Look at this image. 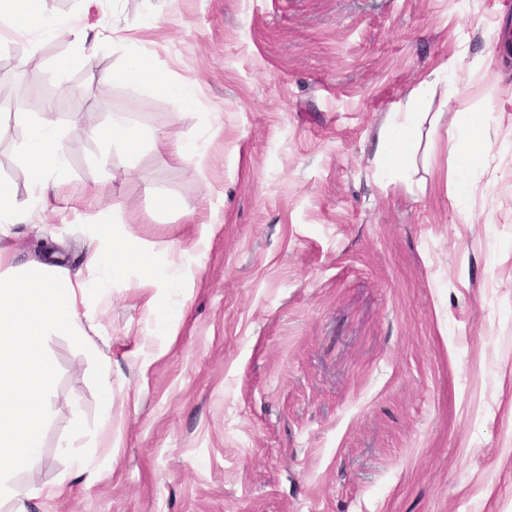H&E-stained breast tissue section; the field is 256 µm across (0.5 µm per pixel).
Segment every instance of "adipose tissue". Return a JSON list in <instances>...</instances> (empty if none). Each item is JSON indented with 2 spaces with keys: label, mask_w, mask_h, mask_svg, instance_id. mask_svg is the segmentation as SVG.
<instances>
[{
  "label": "adipose tissue",
  "mask_w": 512,
  "mask_h": 512,
  "mask_svg": "<svg viewBox=\"0 0 512 512\" xmlns=\"http://www.w3.org/2000/svg\"><path fill=\"white\" fill-rule=\"evenodd\" d=\"M38 19L40 35L58 38L67 29L42 17L39 0H0V24L29 30ZM36 116L29 124L20 152L31 175V202L18 205L15 196L0 186V223L31 224L45 207L50 174L64 165L59 132L51 117L53 107L31 95ZM419 115L406 112L400 137L386 139L381 162L397 170L409 167L413 144L408 134ZM91 285L80 279L59 278L49 267L30 263L23 270L8 266L0 253V474L35 469L40 462L41 433L36 421L42 398L53 381V372L42 351L44 336L63 332L84 341L88 338L80 312Z\"/></svg>",
  "instance_id": "obj_1"
}]
</instances>
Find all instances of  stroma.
I'll return each mask as SVG.
<instances>
[{"label": "stroma", "mask_w": 512, "mask_h": 512, "mask_svg": "<svg viewBox=\"0 0 512 512\" xmlns=\"http://www.w3.org/2000/svg\"><path fill=\"white\" fill-rule=\"evenodd\" d=\"M40 8L106 38L64 68L84 41L0 31V83L53 102L65 155L41 222L0 225V247L97 281L87 254L129 245L153 275L133 261L90 293L94 342L44 338L26 512H512V0ZM139 55L165 85L109 80ZM412 104L441 118L411 170L381 168ZM14 110L0 185L25 206ZM477 113L500 134L467 170ZM90 114L194 157L127 159Z\"/></svg>", "instance_id": "1"}]
</instances>
